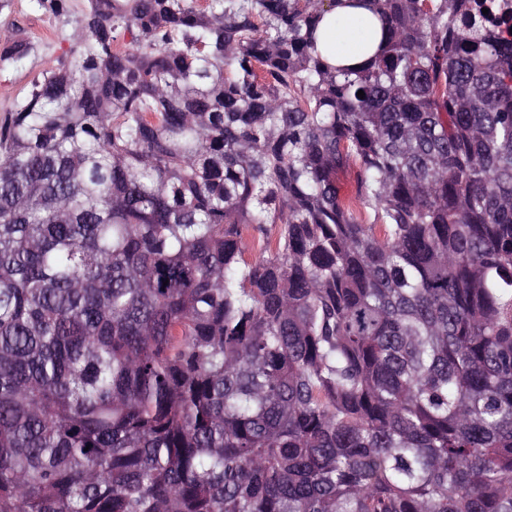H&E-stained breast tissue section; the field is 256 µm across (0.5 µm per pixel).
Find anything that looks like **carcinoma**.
I'll use <instances>...</instances> for the list:
<instances>
[{"label": "carcinoma", "instance_id": "carcinoma-1", "mask_svg": "<svg viewBox=\"0 0 512 512\" xmlns=\"http://www.w3.org/2000/svg\"><path fill=\"white\" fill-rule=\"evenodd\" d=\"M0 512H512L507 28L84 0L0 112ZM365 21L374 29L379 27L376 16L368 8H337L325 16L324 45L332 44L339 49L329 57L330 63L354 65L363 59L358 47V31L369 29Z\"/></svg>", "mask_w": 512, "mask_h": 512}]
</instances>
